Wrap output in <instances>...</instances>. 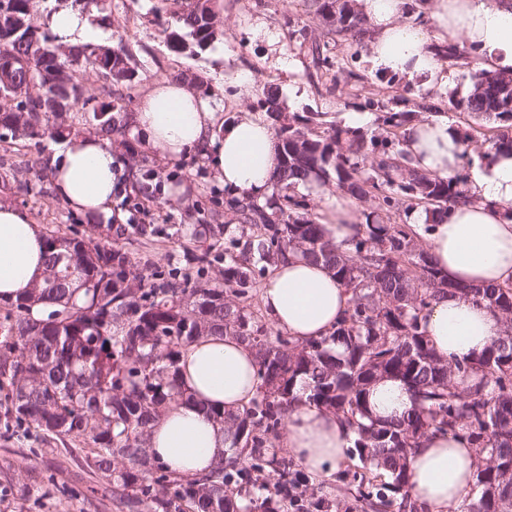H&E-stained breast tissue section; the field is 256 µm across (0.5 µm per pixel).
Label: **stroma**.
Returning <instances> with one entry per match:
<instances>
[{
  "mask_svg": "<svg viewBox=\"0 0 512 512\" xmlns=\"http://www.w3.org/2000/svg\"><path fill=\"white\" fill-rule=\"evenodd\" d=\"M223 36L198 57L167 50L157 17H171L181 0H103L94 15L107 32L108 46L120 48L138 71L130 86H109L105 77L88 71L82 83L92 103L63 117L73 132H95L92 109L113 99L135 111L137 97L150 81L179 73L208 83L205 93L225 121L261 116L258 101L276 88L285 115L311 118L316 131L347 128L371 134L384 112H407L412 120L440 112L464 138L467 156L460 175L470 178L500 129L457 108L471 89V74L482 56L466 43H455V57L444 59L447 85L429 90L418 83L386 76L367 62V44L337 37L316 11L314 0H215ZM336 60L337 68L316 69L311 46ZM254 81L238 91L241 73ZM144 168L161 184L152 197L132 188L130 170H123L112 198V212L128 230L115 242L131 256L136 271L162 274L195 273L196 255L209 253L204 276L211 284L224 278V250L236 236L238 219L224 206L227 194L200 152L169 165L148 153L132 138ZM59 143L0 141V202L27 211L39 227L61 228L83 237H105V220L89 221L59 201L49 179L34 170L59 150ZM85 452L69 443H46L39 435L24 440L0 434V512H119L111 489L94 481L84 468Z\"/></svg>",
  "mask_w": 512,
  "mask_h": 512,
  "instance_id": "obj_1",
  "label": "stroma"
}]
</instances>
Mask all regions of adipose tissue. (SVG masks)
<instances>
[{
  "label": "adipose tissue",
  "mask_w": 512,
  "mask_h": 512,
  "mask_svg": "<svg viewBox=\"0 0 512 512\" xmlns=\"http://www.w3.org/2000/svg\"><path fill=\"white\" fill-rule=\"evenodd\" d=\"M373 31V69L421 81L446 83L435 44L465 39L478 48L488 71L512 73V0H434L436 36L403 21L405 0H359ZM47 25L63 45L95 44L107 34L90 14L61 9ZM143 146L175 163L189 151L210 158L215 177L234 194L260 197L274 182L277 140L270 124L244 117L224 123L212 104L187 90L177 77L162 76L141 94L135 112L124 115ZM404 150L412 166L441 178L457 175L464 145L442 120L407 125ZM485 168L467 185L469 201L449 207L429 227L430 253L459 294L435 300L425 312V333L448 362L471 359L504 330L499 314L465 288L512 282V152L489 151ZM122 163L108 140L75 136L51 159L56 196L95 218L112 214V191ZM321 222L342 244L357 233L358 215L348 203L327 198ZM44 236L26 212L0 204V301L10 302L40 281L45 271ZM352 294L323 263L295 254L276 265L260 290L261 308L276 330L298 342L332 332L351 306ZM179 380L187 397L168 406L152 424L146 446L174 475L193 478L224 458L231 440L209 416L212 408L241 412L259 391L255 350L233 336L202 337L180 354ZM414 405L412 392L386 378L371 387L368 410L381 419L402 418ZM354 432L343 416L312 404L288 415L281 445L311 476H331L346 461ZM476 469L475 450L461 437L431 435L409 458V493L429 512H461Z\"/></svg>",
  "instance_id": "adipose-tissue-1"
}]
</instances>
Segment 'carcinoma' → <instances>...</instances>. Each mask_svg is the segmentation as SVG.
Listing matches in <instances>:
<instances>
[{"label": "carcinoma", "mask_w": 512, "mask_h": 512, "mask_svg": "<svg viewBox=\"0 0 512 512\" xmlns=\"http://www.w3.org/2000/svg\"><path fill=\"white\" fill-rule=\"evenodd\" d=\"M338 36L361 38L366 18L338 0H317ZM167 49L193 56L223 36L213 0H185L161 23ZM27 38L7 43L11 56L34 62L38 79L56 81L67 71L70 102L80 96L75 69L91 65L96 45L67 48L41 32L35 0L0 4V39L16 28ZM137 71L122 53L112 55V82L131 85ZM471 90L456 106L504 128L495 142L512 151V85ZM15 97L0 85V128L12 139L58 141L71 134L48 101ZM261 109L274 122L277 172L269 198L232 197L226 205L240 223L224 249V282H201L209 252L197 257L196 275L164 278L133 272L130 255L110 241L45 232L43 279L8 303L0 321V391L11 434L88 440L92 475L112 486L123 512H332L338 503L301 490L291 457L272 450L288 412L303 402L342 414L354 427L356 470L341 481L371 512H428L408 493V459L428 434L463 436L479 458L472 497L464 512H512V283L459 288L438 273L406 224L360 225L350 247L330 240L314 218L296 215L294 189L312 179L333 182L354 198H372L389 213L406 205L430 206L442 217L467 195L462 182L419 172L393 154L388 135L403 114L383 118L385 132L369 137L334 130L323 135L310 119L282 115L266 92ZM99 105L97 132L120 133L114 113ZM293 252L324 263L352 293V304L329 335L299 344L263 323L251 306L252 290ZM448 294L484 303L508 323L502 336L472 359L443 361L424 334L423 313ZM51 307L43 319L32 309ZM224 334L249 341L261 380L242 412L211 411L231 437L230 454L209 474L177 477L151 461L145 440L152 422L172 402L187 398L179 374L183 347L202 336ZM342 346L343 352L336 351ZM394 378L412 391L416 405L400 419L371 416L366 399L379 379Z\"/></svg>", "instance_id": "carcinoma-1"}]
</instances>
